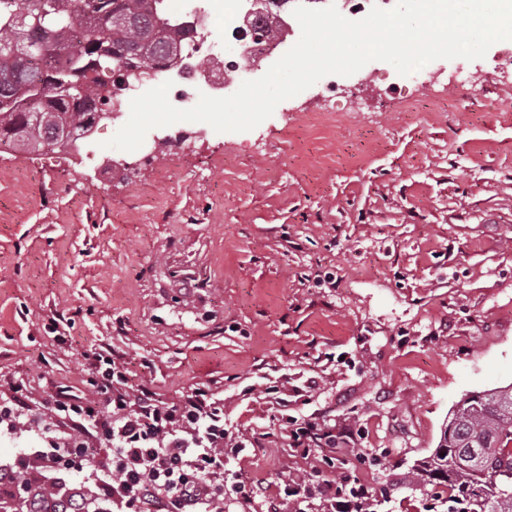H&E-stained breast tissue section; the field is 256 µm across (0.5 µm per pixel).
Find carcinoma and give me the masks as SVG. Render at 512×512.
I'll return each instance as SVG.
<instances>
[{
    "label": "carcinoma",
    "instance_id": "carcinoma-1",
    "mask_svg": "<svg viewBox=\"0 0 512 512\" xmlns=\"http://www.w3.org/2000/svg\"><path fill=\"white\" fill-rule=\"evenodd\" d=\"M126 23L113 24V16ZM189 27L171 23L161 0H52L35 17L31 0H10L0 18V142L50 144L51 125L77 130L89 122L101 82L85 78L83 97L68 99L64 87L76 71L98 67L101 40L108 59H126L152 69L174 64L176 44L188 45ZM416 489L442 488L446 512H512V384L462 397L437 448L414 465ZM60 512L74 506L42 488L25 501L0 499V512Z\"/></svg>",
    "mask_w": 512,
    "mask_h": 512
}]
</instances>
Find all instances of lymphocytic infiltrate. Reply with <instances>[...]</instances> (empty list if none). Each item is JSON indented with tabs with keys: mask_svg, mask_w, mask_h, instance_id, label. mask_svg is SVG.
Masks as SVG:
<instances>
[{
	"mask_svg": "<svg viewBox=\"0 0 512 512\" xmlns=\"http://www.w3.org/2000/svg\"><path fill=\"white\" fill-rule=\"evenodd\" d=\"M95 370L110 381L107 418L81 398L61 396L54 412L71 431L97 435L112 446V503L118 512H148L156 499L169 502L171 512H213L215 504L233 494L247 499L243 481L226 482L224 400L212 390L194 389L183 405L160 407L145 395L130 394L124 373L98 357ZM369 488L358 478L324 479L311 484L290 478L284 494L268 512H285L287 501L319 500L324 512H351Z\"/></svg>",
	"mask_w": 512,
	"mask_h": 512,
	"instance_id": "f902f5d3",
	"label": "lymphocytic infiltrate"
}]
</instances>
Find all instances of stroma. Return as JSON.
I'll use <instances>...</instances> for the list:
<instances>
[{"label":"stroma","instance_id":"obj_1","mask_svg":"<svg viewBox=\"0 0 512 512\" xmlns=\"http://www.w3.org/2000/svg\"><path fill=\"white\" fill-rule=\"evenodd\" d=\"M454 66L438 60L426 94L376 65L343 77L355 93L329 120L302 92L133 176L106 145L120 115L75 154L0 149V400L21 391L41 421L0 431V467L28 453L62 491L111 466L96 442L80 473L33 456L69 439L60 392L105 402L100 354L156 404L223 397L244 445L224 467L252 489L224 512H266L322 466L288 445L304 420L349 436L339 471L385 512H432L414 461L464 394L512 383V83L483 58L452 83Z\"/></svg>","mask_w":512,"mask_h":512}]
</instances>
